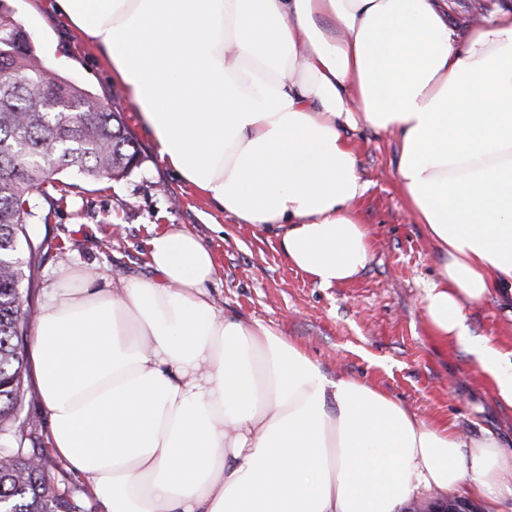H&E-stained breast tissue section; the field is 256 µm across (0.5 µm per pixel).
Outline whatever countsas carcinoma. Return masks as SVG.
<instances>
[{
	"label": "carcinoma",
	"mask_w": 512,
	"mask_h": 512,
	"mask_svg": "<svg viewBox=\"0 0 512 512\" xmlns=\"http://www.w3.org/2000/svg\"><path fill=\"white\" fill-rule=\"evenodd\" d=\"M8 71L25 79L0 80V512H90L77 489L60 490L37 427L19 418L34 395L23 336L35 309L22 285L41 245L29 226L49 223L76 188L57 174L124 177L140 151L122 113L95 93L57 73L45 82L35 47L0 40V74Z\"/></svg>",
	"instance_id": "1"
}]
</instances>
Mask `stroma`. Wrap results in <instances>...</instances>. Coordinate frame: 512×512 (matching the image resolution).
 Masks as SVG:
<instances>
[{
    "label": "stroma",
    "mask_w": 512,
    "mask_h": 512,
    "mask_svg": "<svg viewBox=\"0 0 512 512\" xmlns=\"http://www.w3.org/2000/svg\"><path fill=\"white\" fill-rule=\"evenodd\" d=\"M34 42L52 38L73 65L65 75L122 112L142 163L129 175L103 182L76 181L68 203L32 233L42 249L31 293L41 307L60 264L76 273L95 270L102 288L150 276L147 241L153 228L177 224L199 236L217 271L209 293L226 314L275 326L304 348L329 378L363 379L422 418L452 425L469 437L497 436L512 448V409L500 405L492 384L454 345L435 336L420 303L436 279L433 248L397 181L396 138L365 123L346 128L370 186L355 204L369 229L372 256L355 279L319 286L290 265L274 235L225 216L160 159L148 129L106 59L54 18L49 0H1ZM475 333L512 346V294L467 309Z\"/></svg>",
    "instance_id": "35a3bbf8"
}]
</instances>
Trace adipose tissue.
<instances>
[{
  "label": "adipose tissue",
  "instance_id": "1",
  "mask_svg": "<svg viewBox=\"0 0 512 512\" xmlns=\"http://www.w3.org/2000/svg\"><path fill=\"white\" fill-rule=\"evenodd\" d=\"M448 0H54L107 59L164 163L225 215L273 231L319 286L355 278L368 188L342 126L394 134L431 242L427 324L512 408V350L466 307L512 290V11L458 41ZM155 276L47 292L32 359L56 456L105 512H399L461 491L493 512L512 451L329 379L274 326L225 315L209 248L170 226Z\"/></svg>",
  "mask_w": 512,
  "mask_h": 512
}]
</instances>
